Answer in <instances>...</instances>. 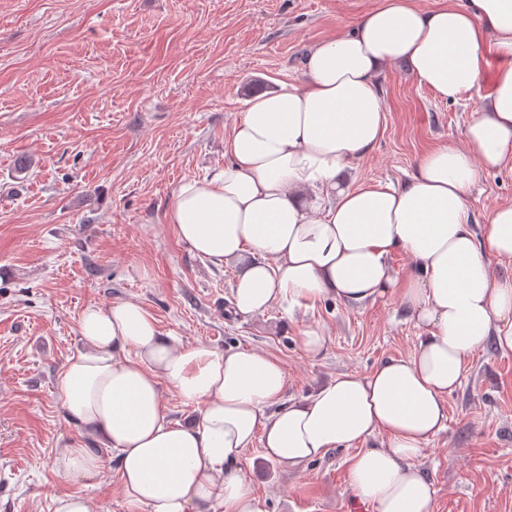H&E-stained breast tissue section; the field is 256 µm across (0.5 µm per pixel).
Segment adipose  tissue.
Wrapping results in <instances>:
<instances>
[{
  "mask_svg": "<svg viewBox=\"0 0 512 512\" xmlns=\"http://www.w3.org/2000/svg\"><path fill=\"white\" fill-rule=\"evenodd\" d=\"M400 61L446 102L486 81L491 90L464 145L428 152L403 185L343 184L384 135L379 77ZM305 70L303 86L253 98L232 128L229 161L183 182L167 220L196 254L235 267L239 317L283 301L395 296L423 334L410 355L291 400L288 373L269 354L184 344L132 299L86 306L84 350L55 389L87 441L61 449L57 466L93 479L102 449L112 450L129 512H263L245 475L255 444L288 469L353 449L348 484L372 512H434L433 485L413 461L447 430L448 395L467 359L491 335L512 350V277L491 267L512 265V203L478 230L469 205L482 175L512 160V0L432 10L383 0L354 33L315 44ZM396 253L412 260L409 275L393 267ZM168 393L198 406L193 422L169 419Z\"/></svg>",
  "mask_w": 512,
  "mask_h": 512,
  "instance_id": "1",
  "label": "adipose tissue"
}]
</instances>
